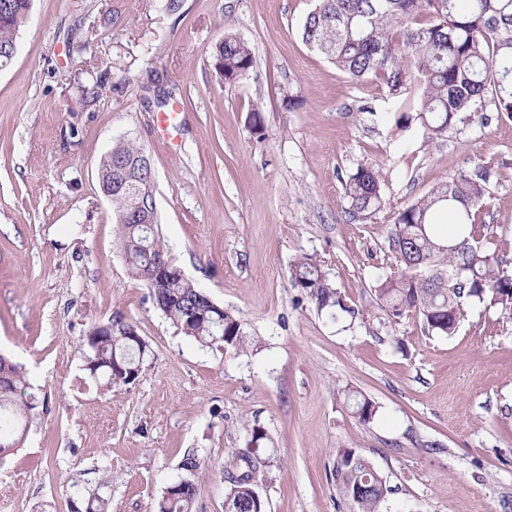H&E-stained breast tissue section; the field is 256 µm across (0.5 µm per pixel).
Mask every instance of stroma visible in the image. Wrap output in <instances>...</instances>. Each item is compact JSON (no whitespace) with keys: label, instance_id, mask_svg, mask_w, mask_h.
Masks as SVG:
<instances>
[{"label":"stroma","instance_id":"obj_1","mask_svg":"<svg viewBox=\"0 0 512 512\" xmlns=\"http://www.w3.org/2000/svg\"><path fill=\"white\" fill-rule=\"evenodd\" d=\"M314 5L184 0L172 14L164 0H33L0 71V353L45 408L0 464V512H71L96 489L107 512H155L191 449L205 462L192 512H224V460L254 426L275 446L258 475L268 512H356L330 477L346 449L386 479L379 512H512V317L468 303L455 334L436 336L381 310L389 214L349 222L341 182L380 165L400 205L491 167L486 220L512 270V118L492 112L425 145L385 88L303 43ZM228 31L256 62L222 82L211 54ZM92 86L98 101H84ZM165 108L180 114L166 142L154 125ZM123 140L151 157L168 252L261 349L201 347L129 275L99 189ZM304 254L352 314L321 316L293 287ZM117 313L149 351L135 384L105 392L84 370L85 343ZM350 390L376 403L371 422L348 410Z\"/></svg>","mask_w":512,"mask_h":512}]
</instances>
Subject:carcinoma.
Wrapping results in <instances>:
<instances>
[{"mask_svg": "<svg viewBox=\"0 0 512 512\" xmlns=\"http://www.w3.org/2000/svg\"><path fill=\"white\" fill-rule=\"evenodd\" d=\"M32 0H0V51L16 44ZM302 40L352 81L378 82L387 90L393 110L416 113L425 143L448 136L460 124H485L486 106L512 117V0H316L303 23ZM255 52L248 42L227 33L215 46L213 68L221 81L249 74ZM144 148L118 142L100 165V188L110 190L117 241L129 274L138 280L163 315L186 337L203 347L245 353L259 345L248 337L242 320L215 308L187 277L160 285L151 274L170 259L158 227L157 209L131 213L132 199L123 189L126 178L146 185L145 201L154 198L149 178L153 170ZM491 170L476 164L400 206L385 197V179L376 164L359 165L343 181L352 222H365L390 210L386 265L374 291L381 308L395 317L411 313L424 330L453 335L460 321V299L473 298L491 307L512 310V272L486 248L487 227L478 221L491 181ZM448 215L455 237L440 238L435 215ZM294 287L302 290L316 310L336 319L349 311L340 292L311 255L291 265ZM92 341L93 379L100 388L132 385L139 378L148 343L121 314L96 327ZM351 413L369 422L377 406L357 391L346 394ZM40 402L22 367L0 357V463L21 448ZM247 448L231 452L224 474L225 512H268V501L257 475L272 460L260 449L272 440L261 427L247 430ZM204 464L188 451L180 475L158 502L159 512H190ZM333 477L340 494L357 512H378L388 486L365 455L345 450L336 456Z\"/></svg>", "mask_w": 512, "mask_h": 512, "instance_id": "1", "label": "carcinoma"}]
</instances>
